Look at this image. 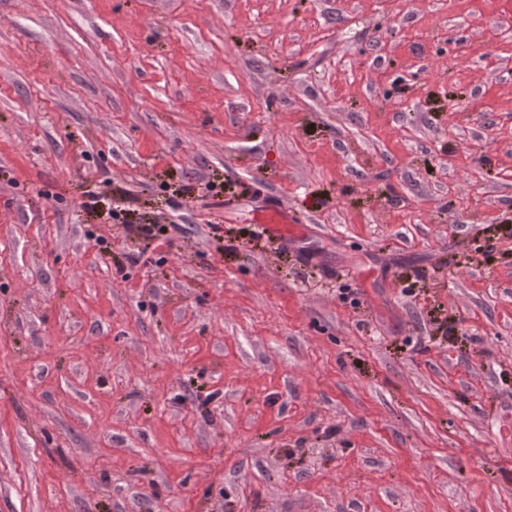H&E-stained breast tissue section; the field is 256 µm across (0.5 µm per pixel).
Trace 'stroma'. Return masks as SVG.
Here are the masks:
<instances>
[{
	"instance_id": "stroma-1",
	"label": "stroma",
	"mask_w": 512,
	"mask_h": 512,
	"mask_svg": "<svg viewBox=\"0 0 512 512\" xmlns=\"http://www.w3.org/2000/svg\"><path fill=\"white\" fill-rule=\"evenodd\" d=\"M0 512H512V0H0ZM293 218L288 209L283 206L263 209L258 214L257 223L261 224L270 237H279L283 234L286 224H292Z\"/></svg>"
}]
</instances>
